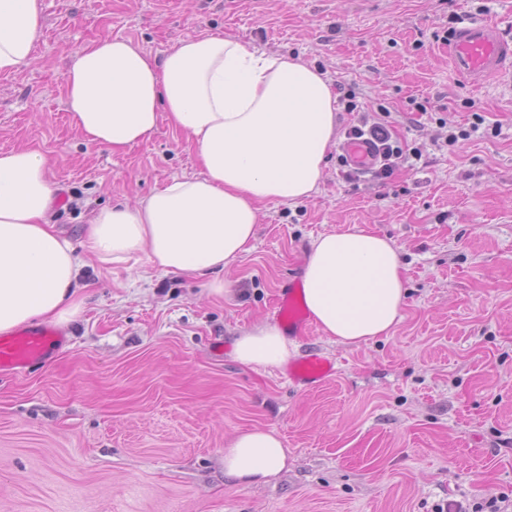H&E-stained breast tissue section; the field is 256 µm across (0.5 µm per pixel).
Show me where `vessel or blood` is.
Returning <instances> with one entry per match:
<instances>
[{
	"label": "vessel or blood",
	"instance_id": "vessel-or-blood-1",
	"mask_svg": "<svg viewBox=\"0 0 512 512\" xmlns=\"http://www.w3.org/2000/svg\"><path fill=\"white\" fill-rule=\"evenodd\" d=\"M448 56L453 70L476 81L493 74L503 82L512 81V42L484 19H469L448 38ZM344 153L361 170L373 163L368 142L346 143ZM277 316L289 335H308L313 325L299 302L296 284L285 285L277 296ZM61 333L51 327L35 326L0 336V376H19L34 364L44 362L52 348L62 343ZM336 374V362L327 356L311 353L289 365L287 376L294 384L316 389Z\"/></svg>",
	"mask_w": 512,
	"mask_h": 512
}]
</instances>
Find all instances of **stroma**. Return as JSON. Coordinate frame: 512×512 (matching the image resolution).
I'll return each mask as SVG.
<instances>
[{"instance_id":"stroma-1","label":"stroma","mask_w":512,"mask_h":512,"mask_svg":"<svg viewBox=\"0 0 512 512\" xmlns=\"http://www.w3.org/2000/svg\"><path fill=\"white\" fill-rule=\"evenodd\" d=\"M42 4L34 62L0 75V151L47 157L53 222L74 248L99 208L202 172L167 123L121 152L70 124L64 75L100 39L160 58L185 35L223 34L306 61L355 94L337 133L387 118L423 157L380 183L348 180L329 151L311 197L262 204L252 249L218 274L220 296L206 275L86 256L63 346L0 380V512H470L492 497L512 512V86L456 77L445 40L477 17L512 38V0ZM356 225L399 251L408 296L393 332L360 345L317 328L292 337V359L337 363L314 391L285 366L237 361L238 336L278 323V289L301 279L312 241ZM256 427L277 430L288 465L244 486L225 475L224 449Z\"/></svg>"}]
</instances>
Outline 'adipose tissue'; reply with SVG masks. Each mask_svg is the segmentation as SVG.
I'll list each match as a JSON object with an SVG mask.
<instances>
[{"label": "adipose tissue", "mask_w": 512, "mask_h": 512, "mask_svg": "<svg viewBox=\"0 0 512 512\" xmlns=\"http://www.w3.org/2000/svg\"><path fill=\"white\" fill-rule=\"evenodd\" d=\"M42 24L40 0H0V75L29 65ZM72 125L119 151L160 121L183 132L203 172L171 179L135 203L99 210L84 240L102 264L145 255L159 272L227 269L255 237L260 205L295 204L317 190L336 140V100L325 72L299 59L250 50L221 35H188L162 58L105 38L80 49L64 77ZM55 190L33 149L0 152V333L37 321L64 324L80 311L81 259L51 222ZM322 332L357 345L388 335L405 300L395 244L353 227L311 243L302 291ZM237 361L279 366L289 341L273 324L234 344ZM276 430L238 433L224 472L240 484L282 471Z\"/></svg>", "instance_id": "obj_1"}]
</instances>
